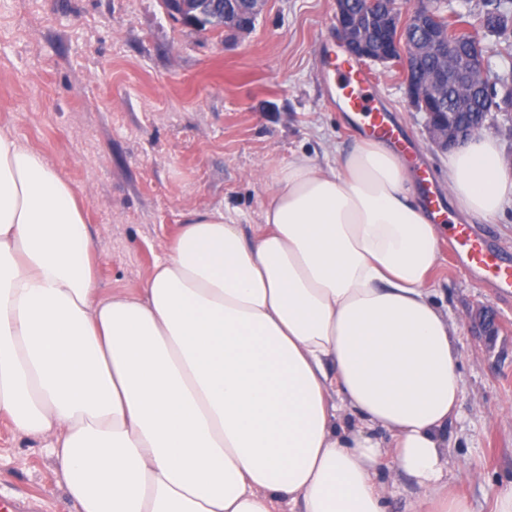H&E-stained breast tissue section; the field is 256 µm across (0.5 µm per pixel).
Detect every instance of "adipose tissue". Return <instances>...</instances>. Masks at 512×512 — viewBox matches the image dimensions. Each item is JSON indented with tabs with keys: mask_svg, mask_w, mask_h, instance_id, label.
Instances as JSON below:
<instances>
[{
	"mask_svg": "<svg viewBox=\"0 0 512 512\" xmlns=\"http://www.w3.org/2000/svg\"><path fill=\"white\" fill-rule=\"evenodd\" d=\"M262 228L188 211L136 294L101 295L83 199L0 131V414L46 439L80 512H472L448 481L457 323L440 227L399 151L276 166ZM464 220L512 207L475 135L448 157ZM418 491L419 489L413 479L403 475L396 485L391 488V494L388 498V511L404 512L406 503L413 499Z\"/></svg>",
	"mask_w": 512,
	"mask_h": 512,
	"instance_id": "obj_1",
	"label": "adipose tissue"
}]
</instances>
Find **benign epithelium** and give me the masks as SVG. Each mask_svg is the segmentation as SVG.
<instances>
[{
    "mask_svg": "<svg viewBox=\"0 0 512 512\" xmlns=\"http://www.w3.org/2000/svg\"><path fill=\"white\" fill-rule=\"evenodd\" d=\"M391 9L387 27L381 38L372 43L365 32L364 21L352 19L349 0H336V30L342 45L351 57L359 61L392 63L401 68L405 93L412 106L425 114V131L430 146L442 151L470 137V128L459 124L453 111L436 110V102L448 93V78L458 83L485 85L489 80L488 62L482 46V36L475 35L466 45L455 44L452 38L442 34V18L423 0L403 14L393 0H368L370 9L380 3ZM211 8L223 13L227 27L241 33L253 29L254 21H246L224 8V0H212ZM428 52L446 61L443 70L436 71L427 80L412 77V69L418 56ZM502 96L492 103V111L483 112L484 120L496 113L512 111V82H501Z\"/></svg>",
    "mask_w": 512,
    "mask_h": 512,
    "instance_id": "7a95c632",
    "label": "benign epithelium"
}]
</instances>
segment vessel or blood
<instances>
[{
	"instance_id": "obj_1",
	"label": "vessel or blood",
	"mask_w": 512,
	"mask_h": 512,
	"mask_svg": "<svg viewBox=\"0 0 512 512\" xmlns=\"http://www.w3.org/2000/svg\"><path fill=\"white\" fill-rule=\"evenodd\" d=\"M334 74L349 112L360 116L365 133L381 140L398 141L397 132L372 96L369 74L344 55L337 56ZM448 244L461 270L477 275L499 296H512V263L507 262L502 253L493 249L471 225H449Z\"/></svg>"
}]
</instances>
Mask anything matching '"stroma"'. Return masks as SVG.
I'll return each mask as SVG.
<instances>
[{"instance_id":"obj_1","label":"stroma","mask_w":512,"mask_h":512,"mask_svg":"<svg viewBox=\"0 0 512 512\" xmlns=\"http://www.w3.org/2000/svg\"><path fill=\"white\" fill-rule=\"evenodd\" d=\"M334 15V0H266L241 35L188 26L163 0H0V128L81 192L102 294L138 293L187 209L223 207L253 239L274 165L304 152L326 167L360 137L328 69L341 47ZM366 69L450 207L448 156L428 146L401 70ZM430 284L459 326L465 395L448 424L449 479L474 512H490L512 480V298L460 271L446 248ZM46 444L0 417V496L79 512Z\"/></svg>"}]
</instances>
